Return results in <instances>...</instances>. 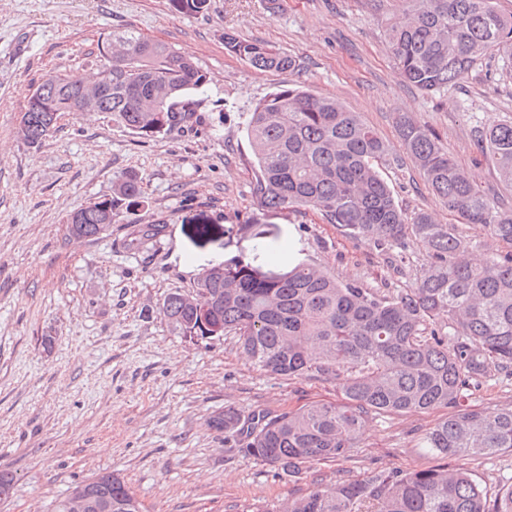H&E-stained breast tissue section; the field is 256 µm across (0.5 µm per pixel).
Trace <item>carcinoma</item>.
Listing matches in <instances>:
<instances>
[{
	"label": "carcinoma",
	"instance_id": "cac0c4a2",
	"mask_svg": "<svg viewBox=\"0 0 512 512\" xmlns=\"http://www.w3.org/2000/svg\"><path fill=\"white\" fill-rule=\"evenodd\" d=\"M401 14L386 29L388 44L401 77L423 90L456 84L488 57L512 61V14L499 11L496 0H401ZM224 49L260 71L294 67L287 54L228 31ZM99 54L96 71L56 74L32 89L19 125L27 143L39 144L58 117L74 111L110 112L139 134H166L189 121L192 97L208 83L191 57L133 28L112 32ZM397 125L439 202L512 244V206L491 200L423 126L404 115ZM245 131L264 209L312 210L379 254L395 251L404 260L420 245L432 261L411 288L391 294L308 264L275 278L233 256L204 272L194 299L169 293L162 311L180 334L229 336L258 370L287 379L316 372L336 380L344 396L341 405L315 402L280 413L226 407L211 420L226 443L291 477L307 463L349 456L376 415L444 409L421 437L435 458L512 452V407L487 414L466 404L493 374L512 375V253L475 260L458 225L437 224L424 212L406 223L379 171L387 144L335 98L277 88L249 112ZM476 133L500 181L512 188V118ZM141 195L140 179L124 178L115 196L70 215L69 235L106 234L119 203ZM96 479L93 494L112 498V512H140L118 475ZM261 512H512V484L491 497L465 468L372 471L354 482L318 483Z\"/></svg>",
	"mask_w": 512,
	"mask_h": 512
}]
</instances>
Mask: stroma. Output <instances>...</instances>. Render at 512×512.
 Wrapping results in <instances>:
<instances>
[{
	"label": "stroma",
	"instance_id": "1",
	"mask_svg": "<svg viewBox=\"0 0 512 512\" xmlns=\"http://www.w3.org/2000/svg\"><path fill=\"white\" fill-rule=\"evenodd\" d=\"M397 0H207L188 14L175 0H0V472L15 490L0 512H56L73 488L116 472L141 512H256L314 481L351 482L371 471L436 465L420 438L443 410L372 419L352 457L277 475L224 447L211 417L234 406L288 411L339 404L335 381L283 379L254 368L232 339L193 341L162 312L167 294L192 292L210 265L240 256L280 274L317 266L341 281L394 293L429 260L409 251L405 275L367 243L313 211L262 210L245 135L254 105L277 87L333 97L386 141L381 173L407 218L456 223L404 151L405 114L433 133L485 191L512 205L476 126L512 117V68L491 57L448 90L403 81L385 36ZM131 27L193 57L207 73L191 121L147 136L108 112H67L42 143H25L31 85L100 64L98 46ZM291 56L286 72L258 71L224 49L225 31ZM141 178L137 205L109 234L68 236L69 214ZM158 224L161 234L143 233ZM283 263H268L266 244Z\"/></svg>",
	"mask_w": 512,
	"mask_h": 512
}]
</instances>
